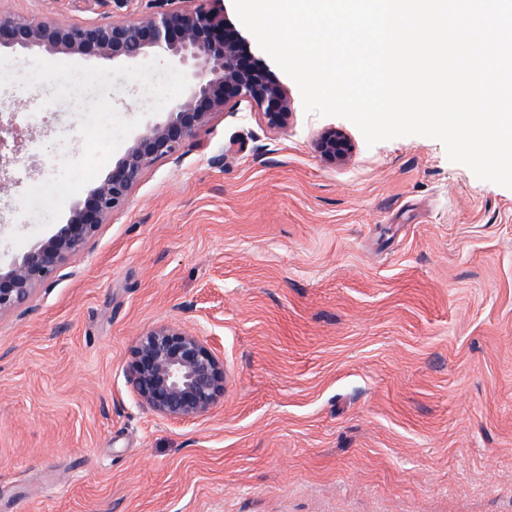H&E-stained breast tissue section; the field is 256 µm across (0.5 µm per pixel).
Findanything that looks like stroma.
Masks as SVG:
<instances>
[{
	"label": "stroma",
	"instance_id": "35a3bbf8",
	"mask_svg": "<svg viewBox=\"0 0 512 512\" xmlns=\"http://www.w3.org/2000/svg\"><path fill=\"white\" fill-rule=\"evenodd\" d=\"M171 0H0L15 16L105 25ZM286 129L248 104L150 166L86 252L0 315V512H512V189L405 136L351 121ZM53 86L0 102L22 135L0 193V267L57 232L25 192L80 157V110ZM121 117L151 120L118 78ZM39 113L37 124L25 121ZM345 163L315 143L328 129ZM173 322L224 354V396L159 418L125 372ZM317 146L322 155L332 162L347 161L351 150L348 140L336 130L324 132Z\"/></svg>",
	"mask_w": 512,
	"mask_h": 512
}]
</instances>
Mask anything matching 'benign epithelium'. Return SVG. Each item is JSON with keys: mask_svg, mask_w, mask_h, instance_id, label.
I'll use <instances>...</instances> for the list:
<instances>
[{"mask_svg": "<svg viewBox=\"0 0 512 512\" xmlns=\"http://www.w3.org/2000/svg\"><path fill=\"white\" fill-rule=\"evenodd\" d=\"M164 13L107 25L70 24L0 13V50L45 52L73 58L100 57L136 64L166 54L186 71L184 95L161 121L140 131L123 158L70 212L66 223L37 242L7 272H0V314L26 305L38 285L53 280L61 265L81 255L102 224L122 209L145 170L176 156L183 145L219 114L247 102L267 127L287 126L292 115L286 89L248 57L241 38L207 0H178ZM20 133L0 121V160L19 152ZM332 162L349 158L350 144L337 131L317 143ZM224 354L198 335L169 323L143 331L131 350L127 381L139 403L157 416L194 420L207 415L224 396Z\"/></svg>", "mask_w": 512, "mask_h": 512, "instance_id": "7a95c632", "label": "benign epithelium"}]
</instances>
